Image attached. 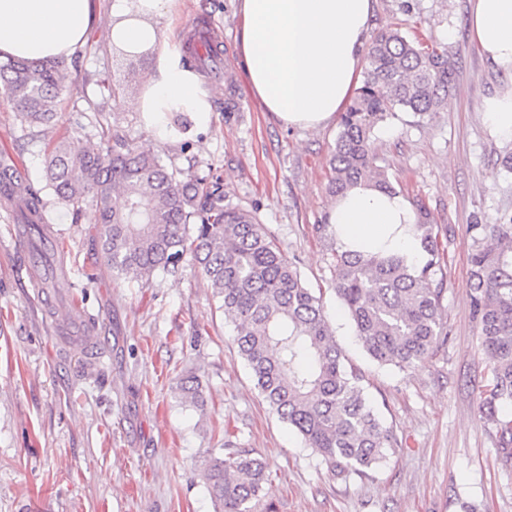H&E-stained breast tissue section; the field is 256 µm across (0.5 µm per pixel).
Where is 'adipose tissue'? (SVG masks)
<instances>
[{"mask_svg": "<svg viewBox=\"0 0 512 512\" xmlns=\"http://www.w3.org/2000/svg\"><path fill=\"white\" fill-rule=\"evenodd\" d=\"M375 0H239L238 50L252 94L291 128L335 122L358 86ZM178 0H114L107 39L121 53H152L155 73L138 96L144 124L165 131L176 116L207 129L211 94L161 25ZM94 0H0V60H68L94 26ZM471 33L485 55L512 70V0H471ZM340 249L425 261L402 194L361 182L327 214Z\"/></svg>", "mask_w": 512, "mask_h": 512, "instance_id": "1", "label": "adipose tissue"}]
</instances>
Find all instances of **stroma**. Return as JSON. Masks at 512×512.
<instances>
[{
	"label": "stroma",
	"instance_id": "obj_1",
	"mask_svg": "<svg viewBox=\"0 0 512 512\" xmlns=\"http://www.w3.org/2000/svg\"><path fill=\"white\" fill-rule=\"evenodd\" d=\"M113 0H95L101 24L65 65L49 127L21 123L0 90V158L16 161L38 191L64 263L52 287H33L9 248L25 209L0 193V512H217L203 476L207 451L247 450L270 466L274 512H512V464L482 418L488 359L476 336L468 280L469 227L512 222V136L484 121L487 102L512 86L470 32V0H375L371 32L396 29L447 51L456 81L436 112L378 121L374 149L398 192L425 205L445 251L446 338L413 370L372 361L331 288L336 241L318 232L335 201L327 190L339 124H280L250 94L240 65L237 0H179L168 35L182 43L208 20L223 48L212 120L201 132L146 129L137 109L154 56L126 59L107 41ZM232 85L241 109H224ZM122 139L151 149L167 169L219 181L225 200L254 209L302 279L320 291L346 366L397 440L386 462L341 481L263 401L238 352L233 324L191 260L148 283L117 279L101 259L92 200L73 207L47 185L54 144L110 149ZM198 376L193 404L179 380Z\"/></svg>",
	"mask_w": 512,
	"mask_h": 512
}]
</instances>
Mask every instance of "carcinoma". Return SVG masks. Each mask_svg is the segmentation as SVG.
<instances>
[{"label":"carcinoma","mask_w":512,"mask_h":512,"mask_svg":"<svg viewBox=\"0 0 512 512\" xmlns=\"http://www.w3.org/2000/svg\"><path fill=\"white\" fill-rule=\"evenodd\" d=\"M61 65L14 60L0 64V84L22 122L49 126L57 115ZM455 85L447 52L381 30L368 52L363 85L342 115L330 156V192L359 181L396 188L376 165V122L397 111L424 116L439 109ZM54 194L74 206L89 196L100 224L101 257L119 279L149 281L190 257L222 302L225 318L255 385L270 408L302 436L337 477L382 463L396 440L367 404L360 377L346 369L332 339L321 298L245 208L224 203L218 182L179 178L148 149L115 141L72 155L59 144L48 163ZM120 189L124 204H113ZM413 224L426 260L410 267L398 256L333 253L332 286L355 336L381 364L413 369L432 356L443 334L444 250L430 211ZM468 279L472 318L488 357L480 410L496 428L502 458L512 460V224L470 225ZM191 402L197 377L180 381ZM268 464L249 452L210 457L204 478L224 512H254L268 481Z\"/></svg>","instance_id":"carcinoma-1"}]
</instances>
